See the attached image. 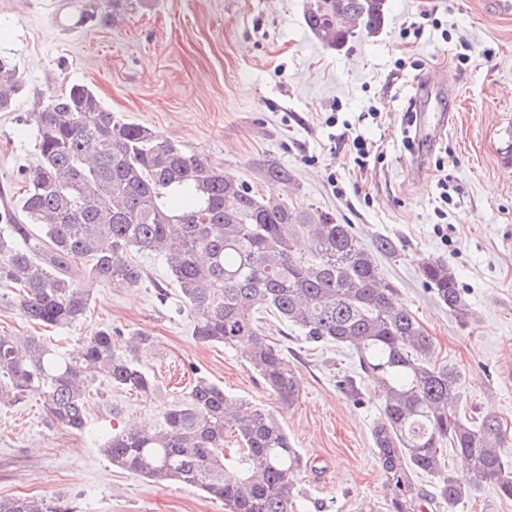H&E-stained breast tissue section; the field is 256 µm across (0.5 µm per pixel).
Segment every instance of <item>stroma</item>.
<instances>
[{
  "label": "stroma",
  "instance_id": "stroma-1",
  "mask_svg": "<svg viewBox=\"0 0 512 512\" xmlns=\"http://www.w3.org/2000/svg\"><path fill=\"white\" fill-rule=\"evenodd\" d=\"M308 0H143L111 28L77 27L78 0H0V55L16 63L24 90L0 112V208L15 206L20 179L37 157L20 120L35 101L81 82L128 122L207 156L258 194L352 225L364 244L388 237L385 278L435 342L437 362L462 374L460 412L494 415L512 428V21L491 18L482 0H389L374 38L355 33L341 48L306 27ZM464 60H457V53ZM423 97L429 119L448 113L436 141L409 140L410 110ZM372 143L366 168L350 159V139ZM293 175L266 182L259 161ZM448 180V214L435 208ZM455 271L469 305L448 311L423 283L418 264ZM140 287H91L71 342L112 328L142 332L153 347L142 366L152 396L92 386L84 431L52 426L42 401L0 409V496H34L51 512H224L220 501L181 484L156 486L112 466L103 448L113 432L160 425L196 377L233 400L273 412L306 466L295 494L302 512H447L435 480L415 476L406 494L384 471L372 431L381 399L346 346L307 342L272 322L269 338L299 371L302 394L285 406L246 361V347L203 345L180 307L163 259L137 255ZM355 377L359 399L337 386Z\"/></svg>",
  "mask_w": 512,
  "mask_h": 512
}]
</instances>
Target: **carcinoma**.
<instances>
[{"instance_id":"obj_1","label":"carcinoma","mask_w":512,"mask_h":512,"mask_svg":"<svg viewBox=\"0 0 512 512\" xmlns=\"http://www.w3.org/2000/svg\"><path fill=\"white\" fill-rule=\"evenodd\" d=\"M138 0L88 5L75 22L109 27ZM388 0H313L307 28L339 48L357 31L383 29ZM23 90L16 64L0 57V112L12 111ZM25 124L39 162L21 186L17 210L0 212V308L45 328H67L88 308L79 280L137 288L143 271L130 253L163 258L182 306L194 315L193 336L204 344H251L249 365L283 405L294 404L301 378L285 352L268 341L257 313L298 328L310 343L355 350L360 371L378 385L383 417L373 440L396 478L432 476L448 512L484 483L512 498V463L501 453L507 427L458 412L459 371L436 364L435 345L397 288L381 273L379 255L396 243L365 246L352 225L327 213L298 211L264 198L157 131L127 122L87 84L74 83L37 103ZM263 176L288 185L293 176L274 159ZM305 233L312 257L296 253ZM420 275L448 311L467 303L453 269L424 260ZM151 345L143 333L124 345L104 328L74 346L0 333V405L43 399L49 421L71 431L86 425V404L99 377L146 397L157 389L140 365ZM234 438V454L226 439ZM468 462L446 471L443 449ZM104 451L112 465L155 484L179 483L224 503V512H299L294 487L303 461L272 412L236 403L204 377L163 423L122 430ZM0 512H48L32 497H0Z\"/></svg>"}]
</instances>
